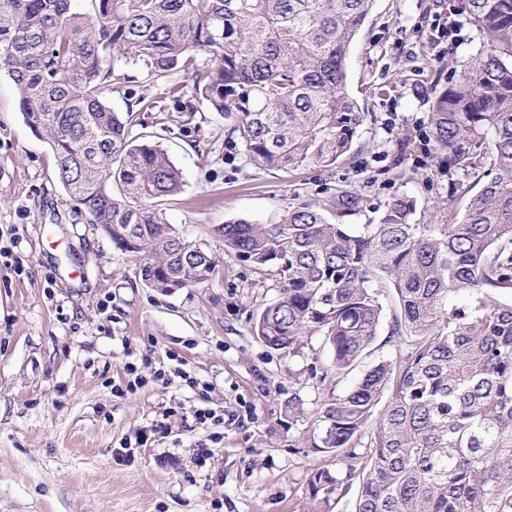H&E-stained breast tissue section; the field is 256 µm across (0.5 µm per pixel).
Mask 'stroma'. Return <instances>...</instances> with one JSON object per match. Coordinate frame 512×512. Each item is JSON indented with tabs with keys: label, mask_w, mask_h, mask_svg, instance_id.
Instances as JSON below:
<instances>
[{
	"label": "stroma",
	"mask_w": 512,
	"mask_h": 512,
	"mask_svg": "<svg viewBox=\"0 0 512 512\" xmlns=\"http://www.w3.org/2000/svg\"><path fill=\"white\" fill-rule=\"evenodd\" d=\"M458 0H374L351 46L347 87L363 122L329 168L266 171L226 156V119L169 104L168 129L141 113V131L183 174L170 224L215 257L210 280L161 293L146 287L58 181L46 138L26 125L0 71V512H307L308 474L334 459L291 447L284 404L318 393L312 370L329 352L268 348L253 332L278 299L270 276L225 251L235 219L275 224L289 209L352 192L360 207L328 210L361 224L370 208L407 196L415 224H453L450 181L434 159L435 96L482 40ZM114 111L165 100L146 68L118 65ZM77 279H70V272ZM135 365L140 388L127 391ZM213 420L199 423L196 410Z\"/></svg>",
	"instance_id": "obj_1"
}]
</instances>
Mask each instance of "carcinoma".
Listing matches in <instances>:
<instances>
[{"instance_id": "carcinoma-1", "label": "carcinoma", "mask_w": 512, "mask_h": 512, "mask_svg": "<svg viewBox=\"0 0 512 512\" xmlns=\"http://www.w3.org/2000/svg\"><path fill=\"white\" fill-rule=\"evenodd\" d=\"M0 0V71L28 127L48 139L57 177L141 281L169 293L209 281L216 259L184 238L164 205L183 177L160 146L132 134L138 111L104 98L118 63L155 78L183 73L262 170L327 167L348 155L362 122L347 88L350 47L374 0ZM483 34L468 67L428 116L442 170L488 164L477 192L451 183L456 224H413L397 198L356 228L321 205L278 224L237 219L225 250L270 276L280 297L254 321L271 349L317 338L331 350L320 380L341 383L371 354L383 298L395 290L391 353L344 389L285 414L293 447L336 459L307 480L308 512H512V0H459Z\"/></svg>"}]
</instances>
